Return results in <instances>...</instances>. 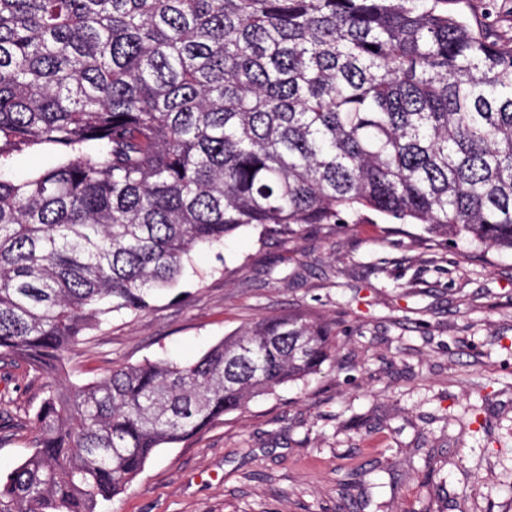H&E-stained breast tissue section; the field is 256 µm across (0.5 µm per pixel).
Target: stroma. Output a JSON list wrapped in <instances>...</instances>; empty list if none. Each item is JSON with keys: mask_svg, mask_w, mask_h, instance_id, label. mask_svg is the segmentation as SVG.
Listing matches in <instances>:
<instances>
[{"mask_svg": "<svg viewBox=\"0 0 512 512\" xmlns=\"http://www.w3.org/2000/svg\"><path fill=\"white\" fill-rule=\"evenodd\" d=\"M512 37V0H457ZM329 326L333 357L160 449L101 512H512V253L416 224L247 227L150 310L108 316L65 381L200 357L258 320ZM41 378L0 358V472L33 449Z\"/></svg>", "mask_w": 512, "mask_h": 512, "instance_id": "35a3bbf8", "label": "stroma"}]
</instances>
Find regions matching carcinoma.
<instances>
[{
  "label": "carcinoma",
  "mask_w": 512,
  "mask_h": 512,
  "mask_svg": "<svg viewBox=\"0 0 512 512\" xmlns=\"http://www.w3.org/2000/svg\"><path fill=\"white\" fill-rule=\"evenodd\" d=\"M448 2L0 0V355L46 378L0 512H98L332 357L285 315L61 391L66 354L194 249L371 213L512 251V41Z\"/></svg>",
  "instance_id": "1"
}]
</instances>
